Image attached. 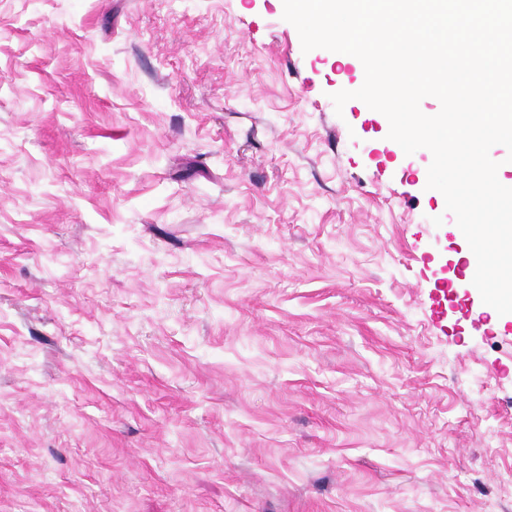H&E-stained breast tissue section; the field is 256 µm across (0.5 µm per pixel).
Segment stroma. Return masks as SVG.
<instances>
[{
  "instance_id": "obj_1",
  "label": "stroma",
  "mask_w": 512,
  "mask_h": 512,
  "mask_svg": "<svg viewBox=\"0 0 512 512\" xmlns=\"http://www.w3.org/2000/svg\"><path fill=\"white\" fill-rule=\"evenodd\" d=\"M364 78L283 0H0V512H512V316Z\"/></svg>"
}]
</instances>
